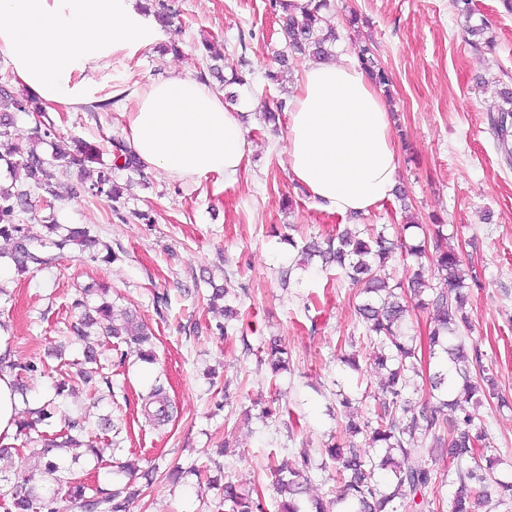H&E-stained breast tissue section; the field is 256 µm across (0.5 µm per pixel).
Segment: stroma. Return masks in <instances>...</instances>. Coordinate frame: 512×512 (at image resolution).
<instances>
[{"label": "stroma", "mask_w": 512, "mask_h": 512, "mask_svg": "<svg viewBox=\"0 0 512 512\" xmlns=\"http://www.w3.org/2000/svg\"><path fill=\"white\" fill-rule=\"evenodd\" d=\"M268 0H178L179 29H167L174 52L148 48L114 54L89 72L98 99L128 91L108 110L54 112L58 140L100 142L111 163V138H127L131 94L173 69L198 76L206 65L199 44L209 40L224 54V71L248 62L240 99L253 108L245 124L251 152L238 178L177 180L148 169L118 170L119 211L104 199L76 195L78 167L55 172L59 224H82L111 244L117 259L92 260L71 250L42 269L18 273L11 246L0 239V323L19 363L44 360L45 376L27 378L21 418L46 398L57 409L40 424L54 437L65 416H86L94 449H70L73 472L91 488L109 491L129 481L122 462L138 461L147 478L129 512H224L225 482L277 512L271 466H288L308 452L312 468L305 498L332 500L339 491L336 464L326 450L345 443L349 417L368 418L383 371L368 364L373 346L355 313L360 297L319 260L304 262L303 244L334 236L342 218L319 206L292 177L285 125L263 120L266 102L288 97L301 71L294 60L278 84L265 75L285 46ZM329 20L336 53L356 59L371 42L393 84L385 101L396 138L398 182L418 224L441 219L449 247L468 257L479 286L471 287V327L466 343L481 349L484 365L508 406L487 402L476 411L499 456L498 470L512 473V161L490 124L500 93L512 89V14L501 0H472V17L452 0H334ZM356 25H349L350 14ZM484 24L488 48L465 41L467 24ZM247 44H239L240 35ZM106 300L149 328L155 359L138 358L136 346L92 335L80 340L72 327L77 300ZM280 341L288 367L272 373L265 355ZM107 365L108 382L56 396L71 361L86 347ZM355 355L360 370L342 358ZM163 385L171 421L154 427L143 411L151 388ZM352 404L343 407L342 396ZM114 423L102 431L100 419ZM412 458L432 469L424 491L428 512H449L454 493L448 459L416 448Z\"/></svg>", "instance_id": "stroma-1"}]
</instances>
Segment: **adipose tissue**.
<instances>
[{
	"instance_id": "obj_1",
	"label": "adipose tissue",
	"mask_w": 512,
	"mask_h": 512,
	"mask_svg": "<svg viewBox=\"0 0 512 512\" xmlns=\"http://www.w3.org/2000/svg\"><path fill=\"white\" fill-rule=\"evenodd\" d=\"M141 3L0 0V55L44 108L73 111L97 94L87 71L161 39ZM288 108V169L324 208L364 215L391 198L398 158L388 109L362 66L346 57L307 61ZM128 134L147 168L177 179H235L250 151L240 113L176 70L135 94Z\"/></svg>"
}]
</instances>
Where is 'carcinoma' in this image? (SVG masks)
<instances>
[{"instance_id": "cac0c4a2", "label": "carcinoma", "mask_w": 512, "mask_h": 512, "mask_svg": "<svg viewBox=\"0 0 512 512\" xmlns=\"http://www.w3.org/2000/svg\"><path fill=\"white\" fill-rule=\"evenodd\" d=\"M281 2L269 0V7L272 14L278 16L287 44V50L278 53V64L287 66L291 53L315 60L326 59L336 41V32L325 16L331 8L330 0H310V7L299 16L279 13ZM359 61L373 83L384 88L391 85V76L378 63L371 47L361 49ZM209 77L226 87L243 83L236 73L225 78L218 65L200 72L201 81L205 82ZM503 96L509 107L496 109L498 115L492 118V125L499 144L509 154L512 152L508 147L512 90L503 91ZM13 111L41 116L25 139L12 137ZM52 136L54 125L46 120L44 107L34 97L16 98L0 89V161L10 168L23 170L36 188L50 196L54 195L51 169L64 171L77 165L82 175L81 183L87 185L91 195L104 197L112 203L119 202L121 190L113 179L112 167L100 160L99 145L78 140L74 150L58 147L53 156L46 159L37 147ZM112 151L115 159L124 160L123 167L140 170V160L123 140L112 139ZM89 163L97 168H88ZM28 195L29 191L18 190L12 185L0 186V237L11 242V255L19 270L46 266L54 260L48 250L61 254L73 246L83 251L96 248L106 263L116 259L112 246L91 235L85 226L72 227L67 233L58 234L59 224L54 218V206L50 204L47 205L49 215L45 218L48 235L41 239L33 237L23 219V214L28 211ZM427 242L425 235L412 244L404 239L397 244L384 231L376 232L365 224L353 231L336 234V238L329 239L324 247L314 241L305 245V254L319 257L324 267L336 268L365 294L356 307V315L376 346L372 365L386 371L382 397L376 400L373 418L362 424L353 420L348 422L349 434L363 435L364 445L352 443L346 448L329 449L330 456L336 461V476L344 480L339 500L350 502V512H401L419 506L415 498L432 482V471L412 461L410 448L419 442L429 443V448L446 455L450 463L456 464V489L450 501V512H474L476 502L487 496L486 488L491 485L503 494L500 503L512 504V477L496 476L495 459L478 451L479 443L485 438L473 432L475 412L469 410V404L477 405L487 397L496 396L500 405H506V400L497 396L494 378L483 365V353L476 347L467 349L462 336V330L469 328L466 280L475 281L477 275L453 248L436 249L430 274L425 273L420 263L404 282L393 283L386 273L387 263L397 248L404 249L405 256L418 261L427 254ZM433 278L443 287H434L431 284ZM409 298L416 301V306L430 308L433 312V327L428 334L433 369L428 380L437 397L435 402L422 406L413 404L406 397L411 375L419 374L414 337L406 332ZM81 306L84 313L73 326V332L80 337L87 336L86 328L94 324L99 325L100 335L115 339L128 336L137 340L143 335L142 327L129 318H115L112 306L107 303L91 308L83 301ZM6 366H15L31 376L44 372L42 362L24 365L11 362L8 350L0 354V372ZM149 401L153 405L149 415L160 425L168 421L169 400L163 387H154ZM85 432V421L66 418L61 442L51 439L43 443L41 449L32 451V455L37 457L51 482L66 487L69 500L80 503L84 512H127L128 499L123 496V490L88 496V485L65 470L60 458L51 454L55 448L81 446L79 437ZM369 448H383L385 454L377 462L367 453ZM310 466L311 458L304 453L296 466L288 467V473L281 469L277 471L278 512H302L298 497L304 492ZM378 469L391 472L390 482L384 488L375 479ZM0 498L8 502L11 512H34L37 502H52L57 495H47L29 485L28 480L17 479L0 490ZM224 512H262V505L226 483Z\"/></svg>"}]
</instances>
